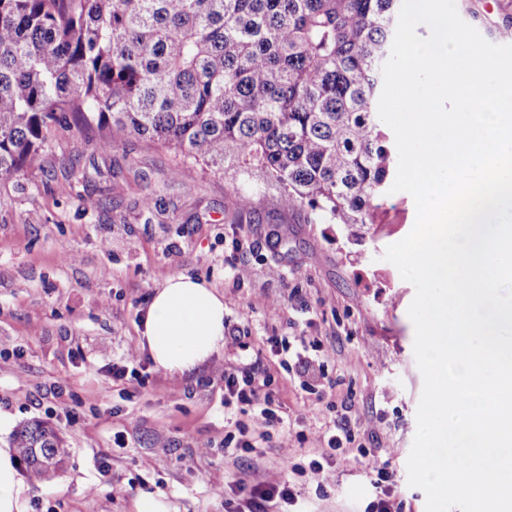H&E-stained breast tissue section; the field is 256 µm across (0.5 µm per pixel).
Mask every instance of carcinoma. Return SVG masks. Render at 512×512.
<instances>
[{"label":"carcinoma","instance_id":"obj_1","mask_svg":"<svg viewBox=\"0 0 512 512\" xmlns=\"http://www.w3.org/2000/svg\"><path fill=\"white\" fill-rule=\"evenodd\" d=\"M400 0H0V186L44 166L57 127L161 142L202 170L276 186L355 238L394 156L379 116ZM62 478L43 422L10 441Z\"/></svg>","mask_w":512,"mask_h":512}]
</instances>
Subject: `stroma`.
Returning a JSON list of instances; mask_svg holds the SVG:
<instances>
[{
    "label": "stroma",
    "instance_id": "obj_1",
    "mask_svg": "<svg viewBox=\"0 0 512 512\" xmlns=\"http://www.w3.org/2000/svg\"><path fill=\"white\" fill-rule=\"evenodd\" d=\"M45 155V167L0 186V351L12 355L0 364V441L41 421L70 457L50 484L19 468L22 512H136L147 494L169 512H238L237 481L276 473L298 512H376L385 493L367 476L371 463L393 474L396 512H425L407 474L423 389L408 316L415 288L383 258L414 226L410 194H387L356 243L309 210L285 209L261 181L243 186L252 207L235 209L230 180L137 136L104 149L98 134L61 127ZM170 275L223 294L225 333L238 345L183 377L144 351L138 379H114ZM280 339L291 346L283 357L272 352ZM309 342L314 379L295 365ZM254 360L290 426L253 450L213 368ZM334 421L349 437L331 458L317 436ZM314 459L322 477L307 471Z\"/></svg>",
    "mask_w": 512,
    "mask_h": 512
}]
</instances>
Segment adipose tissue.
Here are the masks:
<instances>
[{
	"instance_id": "adipose-tissue-1",
	"label": "adipose tissue",
	"mask_w": 512,
	"mask_h": 512,
	"mask_svg": "<svg viewBox=\"0 0 512 512\" xmlns=\"http://www.w3.org/2000/svg\"><path fill=\"white\" fill-rule=\"evenodd\" d=\"M141 346L156 368L183 376L224 347V297L208 283L185 275L164 280L143 320ZM24 487L13 448L0 445V512H21Z\"/></svg>"
}]
</instances>
